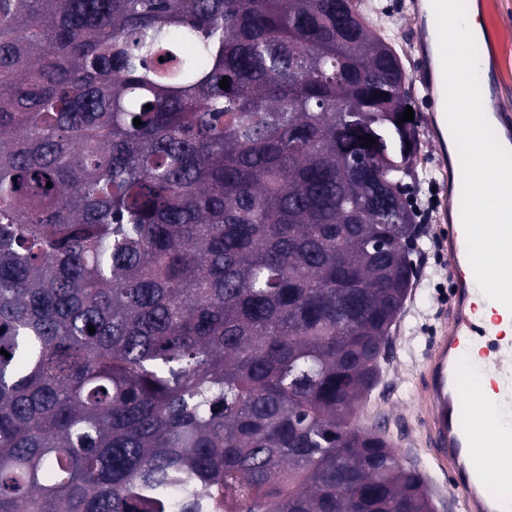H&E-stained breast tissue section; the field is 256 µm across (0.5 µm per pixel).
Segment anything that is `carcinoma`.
<instances>
[{
	"label": "carcinoma",
	"mask_w": 512,
	"mask_h": 512,
	"mask_svg": "<svg viewBox=\"0 0 512 512\" xmlns=\"http://www.w3.org/2000/svg\"><path fill=\"white\" fill-rule=\"evenodd\" d=\"M376 9L0 0V512H434L355 423L415 279Z\"/></svg>",
	"instance_id": "obj_1"
}]
</instances>
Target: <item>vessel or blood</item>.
<instances>
[{"label":"vessel or blood","instance_id":"vessel-or-blood-1","mask_svg":"<svg viewBox=\"0 0 512 512\" xmlns=\"http://www.w3.org/2000/svg\"><path fill=\"white\" fill-rule=\"evenodd\" d=\"M411 8L421 42L422 65L416 79L430 110L429 131L438 146L443 136L437 110L444 105V88L435 19L430 0H412ZM461 188V183L451 184L444 178L436 183L437 243L448 258L449 289L438 308L439 327L416 377L421 437L436 471L461 495L465 512H512V501L488 491L506 476L500 451L512 448V423L503 424L498 404L473 389L466 377L475 366L473 348L492 335L505 307L492 303L490 317L479 316L475 275L459 273L469 264Z\"/></svg>","mask_w":512,"mask_h":512}]
</instances>
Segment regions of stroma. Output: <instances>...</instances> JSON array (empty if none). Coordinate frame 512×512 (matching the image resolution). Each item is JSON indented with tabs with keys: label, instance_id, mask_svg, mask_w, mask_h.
I'll return each instance as SVG.
<instances>
[{
	"label": "stroma",
	"instance_id": "obj_1",
	"mask_svg": "<svg viewBox=\"0 0 512 512\" xmlns=\"http://www.w3.org/2000/svg\"><path fill=\"white\" fill-rule=\"evenodd\" d=\"M380 14L377 25L385 27L401 53L407 74H414L419 64L414 19L406 10L407 0H375ZM482 18L496 31V40L485 47L491 73L497 79L498 111L512 114V0H482ZM409 104L414 111L418 139L417 177L409 197L421 206H434L432 184L442 163L427 134L428 112L421 91L414 81H407ZM434 220H427L425 232L417 242L414 256L418 262V285L406 304L398 331L392 336L388 360L383 363L382 379L360 413L357 422L384 431L402 457L415 463L421 472L429 470L427 456L416 436L419 432L416 372L422 363L436 326L440 301L448 294V262L434 249Z\"/></svg>",
	"mask_w": 512,
	"mask_h": 512
}]
</instances>
